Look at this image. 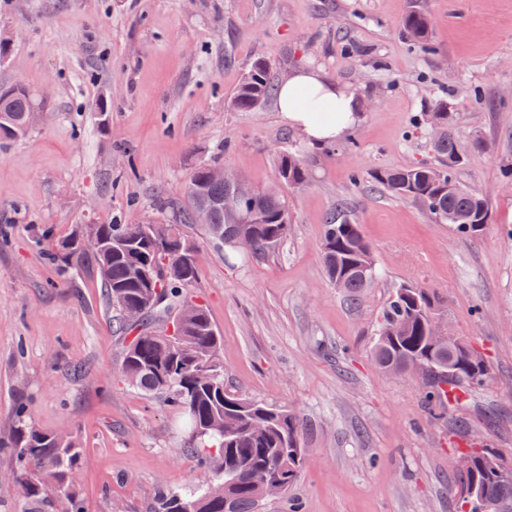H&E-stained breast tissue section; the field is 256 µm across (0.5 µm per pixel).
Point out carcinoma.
I'll return each instance as SVG.
<instances>
[{
	"label": "carcinoma",
	"instance_id": "obj_1",
	"mask_svg": "<svg viewBox=\"0 0 512 512\" xmlns=\"http://www.w3.org/2000/svg\"><path fill=\"white\" fill-rule=\"evenodd\" d=\"M401 37L424 52L432 50L430 17L411 10L400 26ZM275 91L269 66L256 62L238 87L233 109L254 112ZM32 98L26 89L0 97V140L23 135L31 122ZM455 113L439 102L426 114L424 123L440 127V138L431 143L442 166L417 164L403 169L377 171L373 180L394 196L408 198L442 223L454 225L467 237H479L491 223L488 201L456 181L455 171L464 155L452 134ZM276 174L290 188L308 180L301 158L293 153L279 157ZM214 202L201 212L195 194ZM228 189L206 179L204 168L195 169L188 187L189 205L177 224H90L103 240L95 251L84 249L71 232L58 240L45 259L65 278L78 277L90 266L96 271L107 303L117 311L116 331L132 326L124 310L140 309L139 333L128 344L119 375L121 381L147 397H161L184 421L189 432L187 447L201 467L215 479L193 493L166 491L150 512H179L192 503L196 512H258L264 498L288 490L298 478L304 456L300 436L303 421L285 406L242 397L224 385L221 359L222 337L212 325L203 305L193 299L192 287L199 265L188 260L194 242L187 234L193 224H202L211 238L232 248L240 240L253 246L250 255L263 258L288 236V205L281 196L254 203L241 199L238 206L254 211L256 224H232L224 212ZM324 270L330 282L350 301L372 286L378 271L371 248L360 225L345 206L324 225L321 244ZM150 288L166 298L168 309H154L142 301ZM442 304L433 292L418 286L397 287L382 312L374 346V359L382 369L403 373L415 369L427 382V405L437 418L460 401L456 389L478 384L487 375L483 357L466 341L441 340L434 326ZM190 310L174 333L154 331L147 324L161 320L170 309ZM8 450L22 497L36 502L42 512H54V494L67 501V512H83L76 471L86 463L80 439L75 435L44 432L31 421L28 406L15 404L8 432L0 449ZM471 471L463 476L464 503L468 512H482L486 500L512 503V468L505 466L488 448H466Z\"/></svg>",
	"mask_w": 512,
	"mask_h": 512
}]
</instances>
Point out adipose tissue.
<instances>
[{"label": "adipose tissue", "mask_w": 512, "mask_h": 512, "mask_svg": "<svg viewBox=\"0 0 512 512\" xmlns=\"http://www.w3.org/2000/svg\"><path fill=\"white\" fill-rule=\"evenodd\" d=\"M276 100L282 121L299 129L314 146L341 139L358 122L361 111L355 90L313 67L295 69L280 83Z\"/></svg>", "instance_id": "adipose-tissue-1"}]
</instances>
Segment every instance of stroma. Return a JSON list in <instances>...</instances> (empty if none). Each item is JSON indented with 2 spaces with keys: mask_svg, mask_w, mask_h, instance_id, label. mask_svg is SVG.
<instances>
[{
  "mask_svg": "<svg viewBox=\"0 0 512 512\" xmlns=\"http://www.w3.org/2000/svg\"><path fill=\"white\" fill-rule=\"evenodd\" d=\"M415 2L432 20L430 53L399 34ZM1 35L11 45L0 86L24 84L38 110L23 137L0 142V229L11 237L0 249V432L22 397L39 428L77 434L85 512H148L160 492L196 491L210 475L184 451L177 414L120 380L129 339L95 276L60 277L38 230L170 224L197 165L267 186L287 152L310 177L282 191L289 231L274 254L248 259L191 231L193 293L223 338L225 383L305 424L300 477L260 512H462L458 448L483 445L512 465V0H0ZM259 59L275 78L322 69L373 106L345 138L312 147L274 102L231 108ZM441 101L466 152L456 179L492 210L478 238L372 179L435 163L419 120ZM340 200L380 270L354 305L320 252ZM403 283L435 292L446 328L487 360L455 412L464 430L428 414L420 375L374 361L381 312Z\"/></svg>",
  "mask_w": 512,
  "mask_h": 512,
  "instance_id": "1",
  "label": "stroma"
}]
</instances>
